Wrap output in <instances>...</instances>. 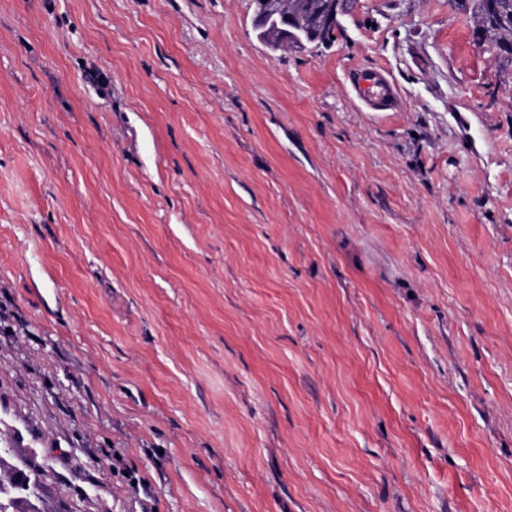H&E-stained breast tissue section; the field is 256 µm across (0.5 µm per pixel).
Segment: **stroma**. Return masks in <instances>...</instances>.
Wrapping results in <instances>:
<instances>
[{
    "label": "stroma",
    "mask_w": 512,
    "mask_h": 512,
    "mask_svg": "<svg viewBox=\"0 0 512 512\" xmlns=\"http://www.w3.org/2000/svg\"><path fill=\"white\" fill-rule=\"evenodd\" d=\"M252 18L0 0V491L512 512V65L449 0L278 53ZM347 87L365 112H388L396 103V90L381 69H356L347 76Z\"/></svg>",
    "instance_id": "obj_1"
}]
</instances>
